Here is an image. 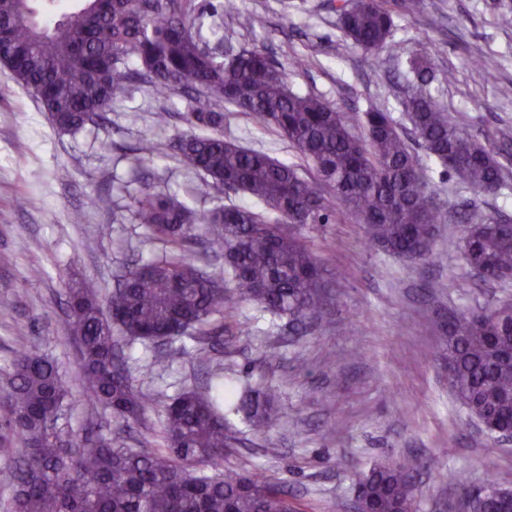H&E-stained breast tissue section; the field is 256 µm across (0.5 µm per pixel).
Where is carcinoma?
I'll list each match as a JSON object with an SVG mask.
<instances>
[{
  "label": "carcinoma",
  "mask_w": 512,
  "mask_h": 512,
  "mask_svg": "<svg viewBox=\"0 0 512 512\" xmlns=\"http://www.w3.org/2000/svg\"><path fill=\"white\" fill-rule=\"evenodd\" d=\"M31 0H0V64L47 112L72 132L111 110L135 80L159 96L179 92L189 130L170 144L199 178L197 193L243 195L250 203L199 213L169 192L143 187L132 196L135 220L162 248L122 276L104 312L99 290L83 283L67 293L68 330L80 347L85 395L128 426L152 399L130 383L116 338L171 344L213 337L224 315L226 280L197 265L186 245L204 231L206 252L224 257V275L260 311L291 326L323 320L341 278L300 236L307 224H329L342 208L364 224L368 239L400 257L425 259L444 217L427 192L425 169L391 113L371 106L355 121L322 97L293 89L288 69L255 47L221 50L224 22L204 27L195 0H77L42 23ZM242 28L266 25L259 13L228 11ZM352 44L375 54L391 46L394 21L381 0H349L340 15ZM415 80L402 100L427 157L477 195L496 194L503 169L493 152L448 116L430 91L427 64L409 61ZM243 112L271 128L306 166L224 137V122ZM206 128L208 134L196 130ZM465 264L489 283L512 280V224L472 223L462 246ZM458 402L490 436L512 423V304L463 312L440 327ZM9 410L0 439L14 461L4 512H297L288 489L250 472L222 469L230 447L223 403L233 392L206 396L184 389L166 406V448L145 451L90 444L69 426L75 397L51 359L28 349L4 373ZM275 391L256 393L244 407L253 430L267 428ZM416 456L378 464L362 474L370 512H417ZM487 512H500L512 473L482 486Z\"/></svg>",
  "instance_id": "carcinoma-1"
}]
</instances>
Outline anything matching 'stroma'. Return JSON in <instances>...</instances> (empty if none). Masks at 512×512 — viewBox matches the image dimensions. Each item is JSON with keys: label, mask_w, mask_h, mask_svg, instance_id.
<instances>
[{"label": "stroma", "mask_w": 512, "mask_h": 512, "mask_svg": "<svg viewBox=\"0 0 512 512\" xmlns=\"http://www.w3.org/2000/svg\"><path fill=\"white\" fill-rule=\"evenodd\" d=\"M239 10L263 14L251 32L224 21V41L267 53L290 70L296 91L319 95L348 117L368 107L391 112L401 131L410 123L399 101L413 76L405 56L430 60L431 91L453 118L496 152L506 178L498 193L476 196L458 178L423 159L430 191L452 221L440 225L428 260L372 246L350 213L300 233L313 253L342 277L325 324L291 330L252 302L232 295L214 322L217 339L188 348L168 366L157 347L124 346L132 384L152 394L140 423L124 427L88 399L70 425L81 435H114L129 448L162 449L163 411L184 388L218 382L237 391L278 392L264 434L244 413L227 412L232 447L227 468L278 479L299 512H342L359 475L373 464L409 454L427 460L418 480V512H462L451 473L464 470L472 486L512 471V445L489 437L457 402L436 325L466 309L512 302V282L487 283L461 255L469 219L512 218V27L501 13L512 0H383L395 22L392 50L369 56L354 48L340 25V0H236ZM307 57L306 68L294 65ZM496 73L484 83L482 69ZM181 94L159 98L141 82L110 112L76 133H62L37 101L0 66V369L26 347L57 360L78 380L79 351L69 335L68 286L90 282L111 294L122 275L161 245L130 211V192L142 185L177 193L199 211L239 204L240 196L196 193L198 179L173 154L185 130ZM225 136L285 161L296 153L275 132L233 113ZM155 146L142 159L143 140Z\"/></svg>", "instance_id": "1"}]
</instances>
